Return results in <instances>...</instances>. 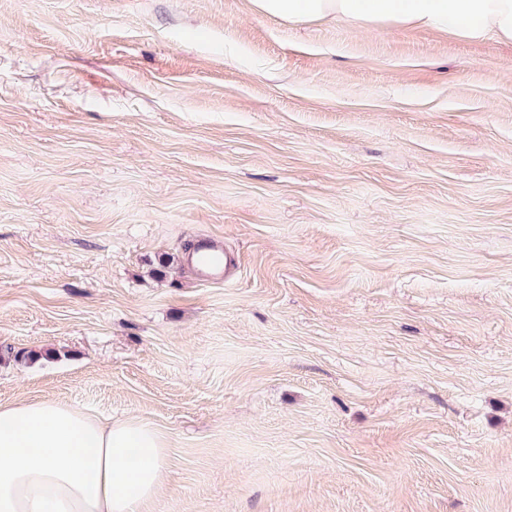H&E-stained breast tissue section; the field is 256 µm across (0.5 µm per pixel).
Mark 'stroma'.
<instances>
[{
	"label": "stroma",
	"mask_w": 512,
	"mask_h": 512,
	"mask_svg": "<svg viewBox=\"0 0 512 512\" xmlns=\"http://www.w3.org/2000/svg\"><path fill=\"white\" fill-rule=\"evenodd\" d=\"M34 398L164 434L144 512H512V43L0 0V403ZM221 241L214 237L198 240L195 243L196 271L206 282H222L236 265V260L221 247ZM224 253V266L221 259Z\"/></svg>",
	"instance_id": "35a3bbf8"
}]
</instances>
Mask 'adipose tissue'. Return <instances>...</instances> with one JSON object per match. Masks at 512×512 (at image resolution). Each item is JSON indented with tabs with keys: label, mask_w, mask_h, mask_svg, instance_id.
Segmentation results:
<instances>
[{
	"label": "adipose tissue",
	"mask_w": 512,
	"mask_h": 512,
	"mask_svg": "<svg viewBox=\"0 0 512 512\" xmlns=\"http://www.w3.org/2000/svg\"><path fill=\"white\" fill-rule=\"evenodd\" d=\"M294 24L418 27L512 43V0H253ZM167 443L136 418L58 400L0 404V512H141L166 480Z\"/></svg>",
	"instance_id": "obj_1"
}]
</instances>
